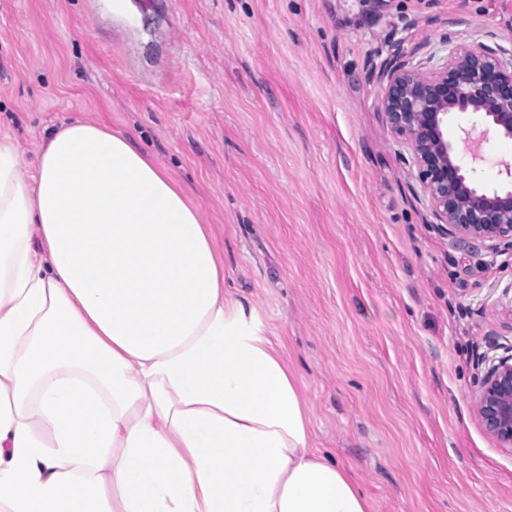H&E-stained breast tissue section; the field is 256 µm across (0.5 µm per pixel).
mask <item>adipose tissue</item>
Returning <instances> with one entry per match:
<instances>
[{
  "label": "adipose tissue",
  "instance_id": "ef3b65f1",
  "mask_svg": "<svg viewBox=\"0 0 512 512\" xmlns=\"http://www.w3.org/2000/svg\"><path fill=\"white\" fill-rule=\"evenodd\" d=\"M369 510L177 179L97 121L0 134V512Z\"/></svg>",
  "mask_w": 512,
  "mask_h": 512
}]
</instances>
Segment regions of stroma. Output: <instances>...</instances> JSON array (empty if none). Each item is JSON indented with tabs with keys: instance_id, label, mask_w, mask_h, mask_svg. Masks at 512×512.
<instances>
[{
	"instance_id": "obj_1",
	"label": "stroma",
	"mask_w": 512,
	"mask_h": 512,
	"mask_svg": "<svg viewBox=\"0 0 512 512\" xmlns=\"http://www.w3.org/2000/svg\"><path fill=\"white\" fill-rule=\"evenodd\" d=\"M112 2L0 0V132L31 161L97 120L175 174L371 512H512V450L471 408L479 356L512 343V257L450 248L377 79L396 40L512 48V0ZM483 156L501 185L512 139Z\"/></svg>"
}]
</instances>
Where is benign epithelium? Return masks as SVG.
<instances>
[{
	"mask_svg": "<svg viewBox=\"0 0 512 512\" xmlns=\"http://www.w3.org/2000/svg\"><path fill=\"white\" fill-rule=\"evenodd\" d=\"M417 53L394 42L379 72V109L404 149L401 160L454 247L512 252V188L482 186L448 135L449 121L460 114L469 123L466 134L481 127L512 138V58L481 43L452 48L439 64L430 57L415 64ZM482 365L474 414L487 435L512 450V347L484 356Z\"/></svg>",
	"mask_w": 512,
	"mask_h": 512,
	"instance_id": "benign-epithelium-1",
	"label": "benign epithelium"
}]
</instances>
